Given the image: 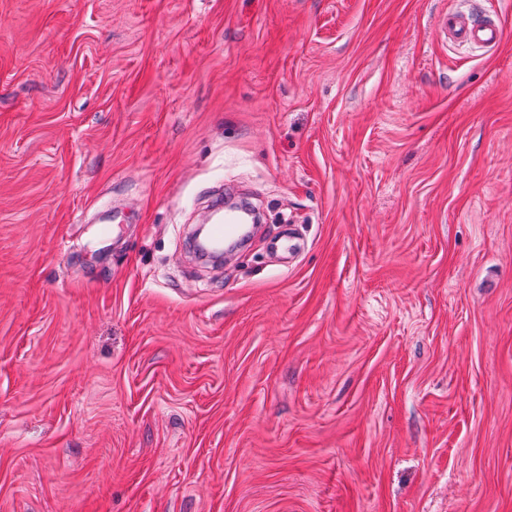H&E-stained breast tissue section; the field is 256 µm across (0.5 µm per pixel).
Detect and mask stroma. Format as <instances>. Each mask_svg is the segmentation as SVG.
Segmentation results:
<instances>
[{"mask_svg": "<svg viewBox=\"0 0 512 512\" xmlns=\"http://www.w3.org/2000/svg\"><path fill=\"white\" fill-rule=\"evenodd\" d=\"M0 512H512V0H0ZM441 30L449 42L474 45L485 49L496 48L503 38V29L492 20H480L459 10H448Z\"/></svg>", "mask_w": 512, "mask_h": 512, "instance_id": "1", "label": "stroma"}]
</instances>
